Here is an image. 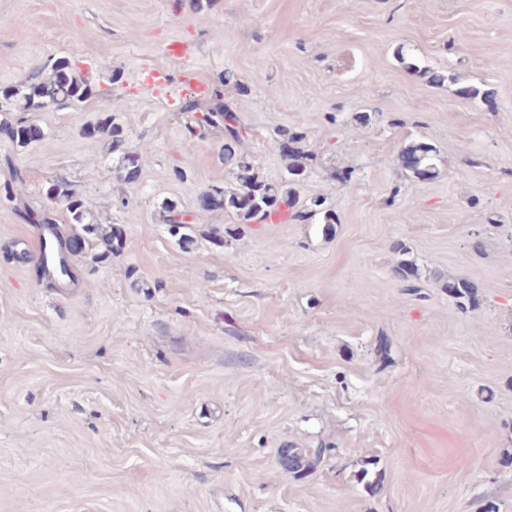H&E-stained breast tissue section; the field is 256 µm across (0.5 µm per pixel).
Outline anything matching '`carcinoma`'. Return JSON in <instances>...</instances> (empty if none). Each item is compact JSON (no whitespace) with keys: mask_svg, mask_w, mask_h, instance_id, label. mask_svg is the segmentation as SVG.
<instances>
[{"mask_svg":"<svg viewBox=\"0 0 512 512\" xmlns=\"http://www.w3.org/2000/svg\"><path fill=\"white\" fill-rule=\"evenodd\" d=\"M100 95L93 82L80 75L71 59L63 57L54 60L50 69L35 71L22 85L0 88V112H38L47 109H64L77 107L92 97ZM181 109L192 113L186 129L190 134L211 128L224 130V145L221 156L224 163L237 170L241 189L226 192L212 187L200 195V198L212 197L216 200L215 208L239 217L243 223L262 221L283 204L292 210L290 218L305 222L316 217L323 219L327 225L336 223V215L326 205L324 197L299 199L296 183L305 172L312 169L314 153L304 149L302 143L306 135L300 129L283 128L276 132L275 143L282 147V156L289 160L287 176L278 185L260 179L247 155L240 150L244 138L245 126L241 117L229 106H215L203 109L199 100L191 96L185 99ZM0 133L20 147H27L42 138L41 130L34 124L20 117L15 122L0 124ZM82 135L93 138L106 135L111 138L112 150L122 151L121 167L124 180L138 179L141 168L140 155L124 151L126 134L123 128L114 122L112 115H106L97 122L84 127ZM432 148L425 143H417L405 149L401 154V165L416 176H430L434 164L431 157ZM47 195L60 202L69 215L72 233L68 237L58 234L52 218L42 216V224L50 228L56 252L61 261L53 271L42 269L45 276L53 282L64 284L74 279L70 257L81 254L86 248L94 246L92 237H97L104 247L100 257L104 258L123 249V234L115 224L100 227L87 222L89 204L76 195L64 178L56 180L47 188ZM396 250L403 255L394 269L396 277L410 291H415L412 282L417 275L413 261L404 258L407 249L402 244ZM448 296L453 298L462 310L473 301V287L461 279H450L445 283ZM284 471L300 475L310 467L309 455L300 448H288L282 454Z\"/></svg>","mask_w":512,"mask_h":512,"instance_id":"carcinoma-1","label":"carcinoma"}]
</instances>
